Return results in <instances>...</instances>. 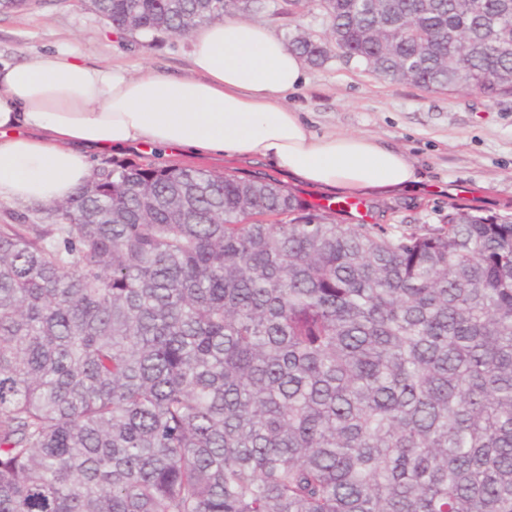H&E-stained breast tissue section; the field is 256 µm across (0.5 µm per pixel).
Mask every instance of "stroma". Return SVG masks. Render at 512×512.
I'll list each match as a JSON object with an SVG mask.
<instances>
[{"label": "stroma", "instance_id": "1", "mask_svg": "<svg viewBox=\"0 0 512 512\" xmlns=\"http://www.w3.org/2000/svg\"><path fill=\"white\" fill-rule=\"evenodd\" d=\"M191 36L158 35L143 49L119 36L84 0H34L24 10L0 12V59L23 63L60 51L135 76L153 70L189 73ZM307 81L285 102L302 112L317 134H365L406 153L421 181L400 193L361 195L369 224L414 229L445 223L449 204L489 214L512 208V98L490 100L471 91L428 93L333 58L307 67ZM191 166H233L244 178L276 175L302 198L318 204L337 193L307 185L268 164L223 157L191 159Z\"/></svg>", "mask_w": 512, "mask_h": 512}]
</instances>
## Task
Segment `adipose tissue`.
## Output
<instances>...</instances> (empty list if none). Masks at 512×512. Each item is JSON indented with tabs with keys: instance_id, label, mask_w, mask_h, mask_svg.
Returning <instances> with one entry per match:
<instances>
[{
	"instance_id": "1",
	"label": "adipose tissue",
	"mask_w": 512,
	"mask_h": 512,
	"mask_svg": "<svg viewBox=\"0 0 512 512\" xmlns=\"http://www.w3.org/2000/svg\"><path fill=\"white\" fill-rule=\"evenodd\" d=\"M190 61V78L131 77L69 54L0 61V202L62 200L88 180L94 155L129 145L257 158L340 194L413 189L404 152L365 135L316 134L285 104L305 67L269 27L232 18L204 25Z\"/></svg>"
}]
</instances>
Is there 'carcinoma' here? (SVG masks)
<instances>
[{"mask_svg":"<svg viewBox=\"0 0 512 512\" xmlns=\"http://www.w3.org/2000/svg\"><path fill=\"white\" fill-rule=\"evenodd\" d=\"M313 5L339 56L512 97V0ZM263 0H96L145 47ZM288 45L321 67L311 32ZM267 175L107 162L0 224V512H512V217L348 224Z\"/></svg>","mask_w":512,"mask_h":512,"instance_id":"1","label":"carcinoma"}]
</instances>
